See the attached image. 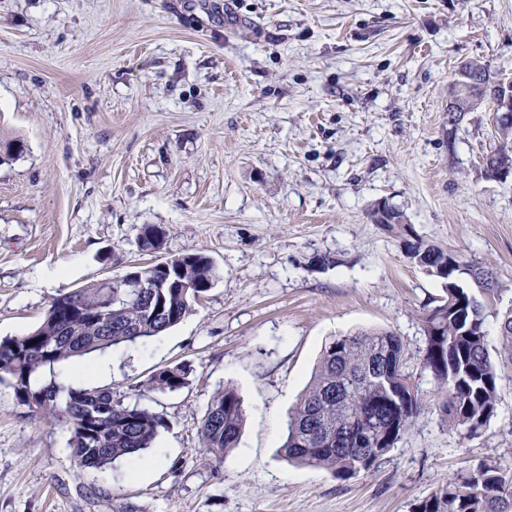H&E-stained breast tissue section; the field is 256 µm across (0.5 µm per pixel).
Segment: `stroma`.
<instances>
[{"label": "stroma", "instance_id": "obj_1", "mask_svg": "<svg viewBox=\"0 0 512 512\" xmlns=\"http://www.w3.org/2000/svg\"><path fill=\"white\" fill-rule=\"evenodd\" d=\"M512 80V0H0V338L60 293L199 251L217 278L162 335L43 372L162 416L153 448L83 471L71 430L0 383V512H413L512 459V372L479 433L427 408L374 469L342 480L280 454L332 339L401 337L425 399L424 308L440 279L372 223L493 267L512 299V176L486 178L491 104L448 125L462 61ZM162 228L142 249L144 225ZM181 366L174 392L149 380ZM236 388L245 425L216 459L200 426Z\"/></svg>", "mask_w": 512, "mask_h": 512}]
</instances>
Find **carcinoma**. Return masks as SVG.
I'll list each match as a JSON object with an SVG mask.
<instances>
[{
	"mask_svg": "<svg viewBox=\"0 0 512 512\" xmlns=\"http://www.w3.org/2000/svg\"><path fill=\"white\" fill-rule=\"evenodd\" d=\"M506 145L483 156L512 173V126L497 127ZM374 224L405 238L407 254L429 274L443 280L442 294L423 317L426 348L422 368L439 390L438 407L452 429L475 434L495 416L501 369H512V304L498 307L504 289L494 271L459 251L410 238L405 214L376 202ZM162 230L144 226L142 247L161 245ZM188 269L178 289L136 291L127 280L112 278L60 294L41 323L20 336L0 339V381L7 380L19 404L48 420H63L72 431V453L82 470H104L119 459H135L152 447L162 420L145 408L124 404L112 389H75L55 382L33 383L44 369L96 351L133 344L168 331L192 314L213 285L214 262L191 251L143 268L159 279L162 268ZM494 319L501 340L492 356L487 322ZM404 344L390 330H361L326 345L314 374L288 416L283 455L291 462L327 469L350 478L371 469L414 425L428 407L403 372ZM179 367L151 379L160 392L184 385ZM344 417L360 443L336 439V418ZM244 425L243 400L232 387L217 393L201 426L203 447L219 457L235 446ZM415 512H512V463H482L435 490Z\"/></svg>",
	"mask_w": 512,
	"mask_h": 512,
	"instance_id": "obj_1",
	"label": "carcinoma"
}]
</instances>
